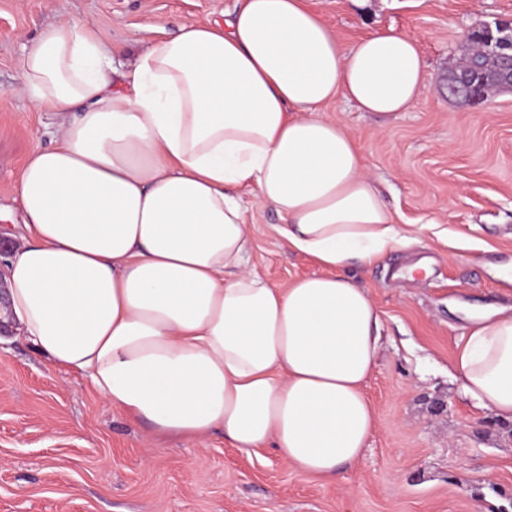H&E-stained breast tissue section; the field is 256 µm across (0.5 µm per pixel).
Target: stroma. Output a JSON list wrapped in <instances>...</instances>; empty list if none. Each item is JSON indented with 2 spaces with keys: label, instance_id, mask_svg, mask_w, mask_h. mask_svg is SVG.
I'll use <instances>...</instances> for the list:
<instances>
[{
  "label": "stroma",
  "instance_id": "1",
  "mask_svg": "<svg viewBox=\"0 0 512 512\" xmlns=\"http://www.w3.org/2000/svg\"><path fill=\"white\" fill-rule=\"evenodd\" d=\"M352 42L394 28L421 41L430 83L409 111L382 119L338 99L327 115L359 140L411 242L346 276L367 288L382 316V353L365 394L376 429L336 483L290 467L274 449L250 453L221 435L158 437L108 408L14 335L0 338V512H512V423L465 398L451 377L471 318L512 305V92L478 105L449 97L443 79L464 31L512 24V0H309ZM234 0H0V247L17 245V177L57 122L21 90L24 47L48 24L92 22L113 66L186 24L222 19ZM241 203L251 261L271 285L321 274L288 249L278 217ZM427 259L431 274L402 278Z\"/></svg>",
  "mask_w": 512,
  "mask_h": 512
}]
</instances>
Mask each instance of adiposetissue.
Listing matches in <instances>:
<instances>
[{
  "mask_svg": "<svg viewBox=\"0 0 512 512\" xmlns=\"http://www.w3.org/2000/svg\"><path fill=\"white\" fill-rule=\"evenodd\" d=\"M24 93L59 123L16 184L8 313L50 364L160 436L222 432L337 482L376 426L363 386L381 316L344 274L406 240L336 100L392 117L431 79L414 36L345 45L305 0H236L115 73L91 23L43 28ZM322 267L286 287L250 265L239 192ZM453 366L463 395L512 422V315L474 317Z\"/></svg>",
  "mask_w": 512,
  "mask_h": 512,
  "instance_id": "ef3b65f1",
  "label": "adipose tissue"
}]
</instances>
